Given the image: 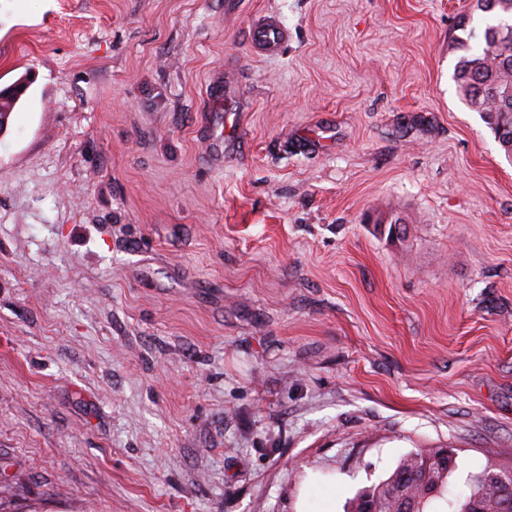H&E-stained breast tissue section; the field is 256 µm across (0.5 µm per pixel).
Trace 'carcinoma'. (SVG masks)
<instances>
[{"label": "carcinoma", "instance_id": "cac0c4a2", "mask_svg": "<svg viewBox=\"0 0 512 512\" xmlns=\"http://www.w3.org/2000/svg\"><path fill=\"white\" fill-rule=\"evenodd\" d=\"M483 19L481 31L471 26L473 14ZM512 27V0H472L471 14L459 21L458 27L466 32L461 43L477 41L469 53L459 58L454 80L460 97L493 131L496 141L506 157H512V98L506 95L512 88V40L503 43L497 39L501 26ZM25 86L17 81L0 88V116L9 118L21 95L17 89ZM427 453L419 451L404 456L393 472L379 483L359 491L348 503V512H363V498H368L375 512H400L398 505L388 499L384 487L400 479L406 472L421 469ZM428 483L412 482L410 504L414 512H437L436 504L446 502L448 512H469L473 501H478L480 512H512V487L488 484L485 473L475 476L469 492L453 493L449 490L452 472L431 468Z\"/></svg>", "mask_w": 512, "mask_h": 512}]
</instances>
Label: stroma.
<instances>
[{
    "label": "stroma",
    "instance_id": "35a3bbf8",
    "mask_svg": "<svg viewBox=\"0 0 512 512\" xmlns=\"http://www.w3.org/2000/svg\"><path fill=\"white\" fill-rule=\"evenodd\" d=\"M469 5L0 0V512H345L410 453L457 490L512 466ZM287 39L288 34L273 20L259 24L250 33L251 46L259 55H271L278 52ZM26 86L23 81H17L9 86L0 88V115L8 120L10 114L14 111L21 97L24 95H19L17 93V89L19 87ZM6 119H0L2 126L0 127V134L3 132L4 128H6Z\"/></svg>",
    "mask_w": 512,
    "mask_h": 512
}]
</instances>
